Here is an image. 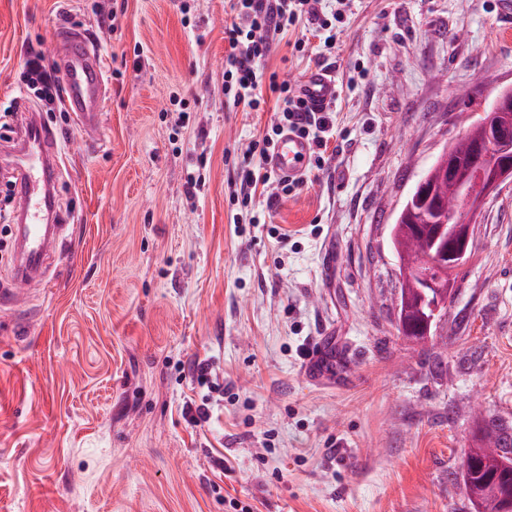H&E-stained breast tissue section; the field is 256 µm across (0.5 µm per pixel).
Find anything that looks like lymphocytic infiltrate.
I'll return each instance as SVG.
<instances>
[{
	"label": "lymphocytic infiltrate",
	"mask_w": 512,
	"mask_h": 512,
	"mask_svg": "<svg viewBox=\"0 0 512 512\" xmlns=\"http://www.w3.org/2000/svg\"><path fill=\"white\" fill-rule=\"evenodd\" d=\"M323 0H231V16L224 25V98L228 107L260 109L267 96H275L279 116L270 133L250 144L235 163L239 190L236 200L241 208L251 207L258 187H274L277 196L298 190L297 182L280 177L268 164L278 137L289 130L305 137L312 145L313 162L324 167L329 135L336 123L328 112L309 110L296 86L278 80L267 71L265 62L274 40L287 31L302 27L326 31L325 49L316 53V67L331 68L330 51L336 45L329 35V20ZM25 84L45 98H56L61 78L49 67L39 51H31L23 71Z\"/></svg>",
	"instance_id": "lymphocytic-infiltrate-1"
}]
</instances>
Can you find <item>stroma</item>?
<instances>
[{
  "instance_id": "35a3bbf8",
  "label": "stroma",
  "mask_w": 512,
  "mask_h": 512,
  "mask_svg": "<svg viewBox=\"0 0 512 512\" xmlns=\"http://www.w3.org/2000/svg\"><path fill=\"white\" fill-rule=\"evenodd\" d=\"M338 11L326 164L237 224L234 161L276 114L224 106L229 0H0V289L14 266L6 157L28 113L59 135L68 224L47 288L0 311V512H475L464 455L484 418L512 431V182L475 216L423 346L396 327L388 226L512 86V10L327 0ZM63 23L108 72L92 146L21 79ZM325 336L339 367L309 376ZM203 359L224 394L201 428L182 405L201 398L189 366Z\"/></svg>"
}]
</instances>
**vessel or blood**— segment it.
<instances>
[{"label": "vessel or blood", "instance_id": "obj_1", "mask_svg": "<svg viewBox=\"0 0 512 512\" xmlns=\"http://www.w3.org/2000/svg\"><path fill=\"white\" fill-rule=\"evenodd\" d=\"M54 63L65 89L64 107L80 132L96 139L106 107L107 74L100 51L83 29L64 26L55 32ZM299 90L313 111H320L337 95L334 72L315 68L300 81ZM57 135L41 121L25 127L12 149L14 189L19 201L16 249L19 260L15 288L0 293V308L22 306L24 288L43 283L47 260L64 243L66 225L57 223L51 208V187L59 168L55 152ZM311 152L309 141L297 134H283L271 157L279 176L299 179L305 174Z\"/></svg>", "mask_w": 512, "mask_h": 512}]
</instances>
